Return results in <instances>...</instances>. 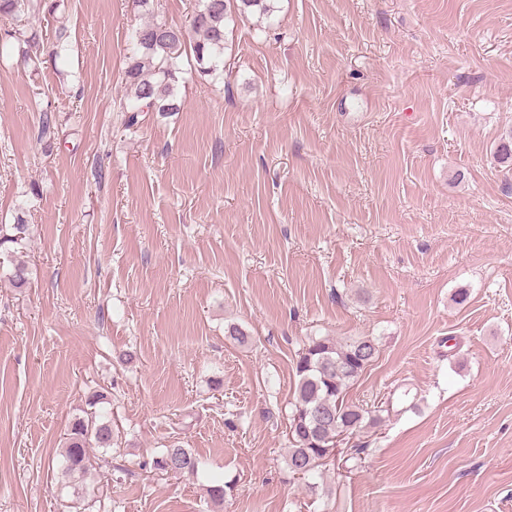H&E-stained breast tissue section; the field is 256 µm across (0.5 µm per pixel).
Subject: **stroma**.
Listing matches in <instances>:
<instances>
[{"label":"stroma","mask_w":512,"mask_h":512,"mask_svg":"<svg viewBox=\"0 0 512 512\" xmlns=\"http://www.w3.org/2000/svg\"><path fill=\"white\" fill-rule=\"evenodd\" d=\"M59 2L66 54L0 58L32 272L0 279V512H83L57 461L99 389L105 512H512V0H274L131 127L139 10ZM311 336L378 338L349 396L394 405L313 493L286 464ZM173 445L197 474L155 469Z\"/></svg>","instance_id":"35a3bbf8"}]
</instances>
